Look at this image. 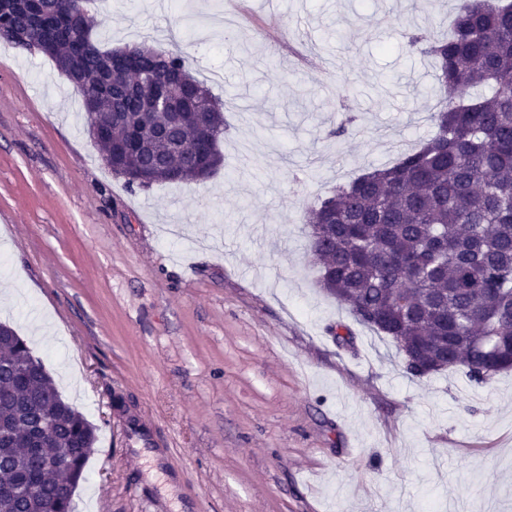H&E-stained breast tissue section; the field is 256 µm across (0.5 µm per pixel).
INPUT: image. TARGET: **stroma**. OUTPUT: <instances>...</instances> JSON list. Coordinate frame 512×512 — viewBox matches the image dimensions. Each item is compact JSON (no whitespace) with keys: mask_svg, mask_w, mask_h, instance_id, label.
Masks as SVG:
<instances>
[{"mask_svg":"<svg viewBox=\"0 0 512 512\" xmlns=\"http://www.w3.org/2000/svg\"><path fill=\"white\" fill-rule=\"evenodd\" d=\"M227 2H94L102 48L177 33L227 104L223 169L136 193L54 61L0 38V321L96 428L75 512H512V370L409 377L305 232L432 134L407 42L456 0H252L233 36Z\"/></svg>","mask_w":512,"mask_h":512,"instance_id":"stroma-1","label":"stroma"}]
</instances>
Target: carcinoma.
<instances>
[{
    "mask_svg": "<svg viewBox=\"0 0 512 512\" xmlns=\"http://www.w3.org/2000/svg\"><path fill=\"white\" fill-rule=\"evenodd\" d=\"M94 0H38L3 28L21 26L31 44L55 42L49 57L62 72L89 80L98 120L97 142L112 172L130 191L197 180L190 156L172 158L162 147L141 153L170 121L146 117L142 129L112 121L114 112L140 111L122 80L131 67L160 56L188 73L187 60L160 46L136 43L115 51L91 38L87 5ZM409 46L438 65L433 132L392 165L339 184L311 210L309 248L320 266V287L355 321L382 333L402 356L404 372L424 377L461 366L477 386L512 367V0H460L448 37ZM213 116L193 117L180 135L212 138L208 165L224 156V112L203 83L189 78ZM135 169L142 178L129 179ZM48 435L38 457L29 449L32 428ZM0 512H71L70 493L83 479L96 443L95 427L61 397L43 361L7 324L0 323Z\"/></svg>",
    "mask_w": 512,
    "mask_h": 512,
    "instance_id": "1",
    "label": "carcinoma"
}]
</instances>
